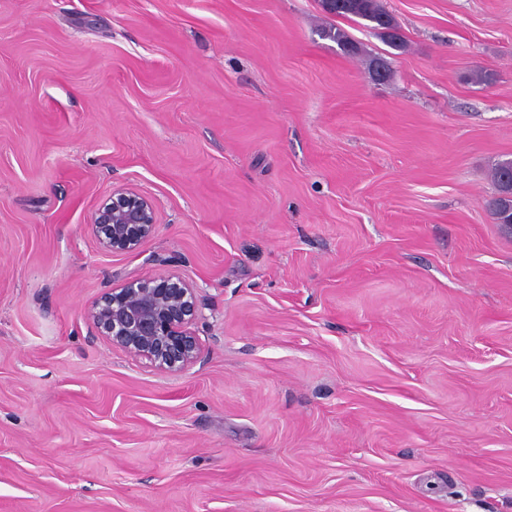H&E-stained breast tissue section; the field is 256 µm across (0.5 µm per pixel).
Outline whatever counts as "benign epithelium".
Instances as JSON below:
<instances>
[{
  "label": "benign epithelium",
  "mask_w": 512,
  "mask_h": 512,
  "mask_svg": "<svg viewBox=\"0 0 512 512\" xmlns=\"http://www.w3.org/2000/svg\"><path fill=\"white\" fill-rule=\"evenodd\" d=\"M158 229L153 202L131 188H118L96 210L91 232L107 252L133 254ZM198 311L194 288L161 274L135 279L102 294L87 318L97 335L166 373L194 364L201 343L188 325Z\"/></svg>",
  "instance_id": "1"
}]
</instances>
